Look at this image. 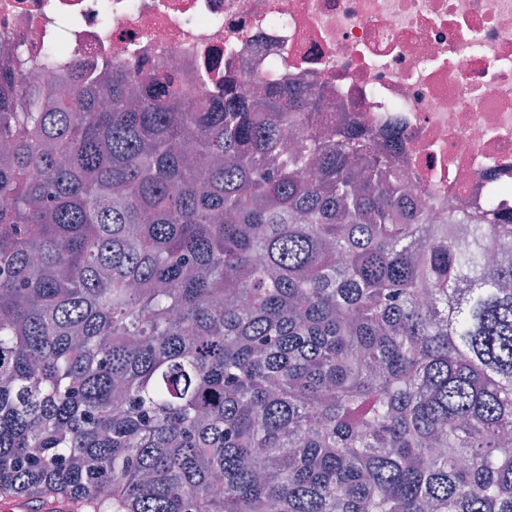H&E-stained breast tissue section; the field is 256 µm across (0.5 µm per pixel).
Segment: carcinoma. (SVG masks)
Listing matches in <instances>:
<instances>
[{
    "label": "carcinoma",
    "instance_id": "carcinoma-1",
    "mask_svg": "<svg viewBox=\"0 0 512 512\" xmlns=\"http://www.w3.org/2000/svg\"><path fill=\"white\" fill-rule=\"evenodd\" d=\"M324 104L0 71V496L512 512V221Z\"/></svg>",
    "mask_w": 512,
    "mask_h": 512
}]
</instances>
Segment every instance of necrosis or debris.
<instances>
[{"label": "necrosis or debris", "mask_w": 512, "mask_h": 512, "mask_svg": "<svg viewBox=\"0 0 512 512\" xmlns=\"http://www.w3.org/2000/svg\"><path fill=\"white\" fill-rule=\"evenodd\" d=\"M63 45L56 68L37 63ZM164 73L191 103L224 83L315 84L322 126L353 119L435 213L512 218V0H0V69L57 94L113 68Z\"/></svg>", "instance_id": "necrosis-or-debris-1"}]
</instances>
